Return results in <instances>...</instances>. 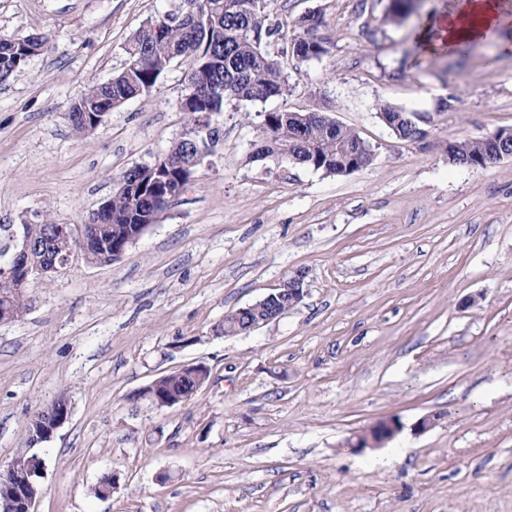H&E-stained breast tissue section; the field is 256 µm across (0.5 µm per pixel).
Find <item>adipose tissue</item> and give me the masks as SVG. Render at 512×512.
<instances>
[{"label": "adipose tissue", "mask_w": 512, "mask_h": 512, "mask_svg": "<svg viewBox=\"0 0 512 512\" xmlns=\"http://www.w3.org/2000/svg\"><path fill=\"white\" fill-rule=\"evenodd\" d=\"M511 22L507 0H453L439 30L440 43L452 49L462 41H493Z\"/></svg>", "instance_id": "obj_1"}]
</instances>
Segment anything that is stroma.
<instances>
[{"instance_id": "stroma-1", "label": "stroma", "mask_w": 512, "mask_h": 512, "mask_svg": "<svg viewBox=\"0 0 512 512\" xmlns=\"http://www.w3.org/2000/svg\"><path fill=\"white\" fill-rule=\"evenodd\" d=\"M389 0H269L293 31L321 16L327 52L289 67L290 90L233 101L184 193L111 264L74 257L33 280L0 323V471L39 406L65 397L37 512H512V158L450 165L448 146L512 130V25L467 55L419 48ZM180 0H0V33L45 49L0 84V224H79L122 173L187 130V60L149 95L77 136L66 115L125 66V46ZM451 97L455 107L438 109ZM425 113L423 140L378 117ZM322 111L356 131L371 166L329 175L249 160L261 113ZM308 273L300 305L237 336L227 313ZM191 400L139 391L190 364ZM434 427L415 433L423 416ZM402 431L353 443L377 422ZM393 457L381 467L379 454ZM118 484L107 500L94 487ZM403 428L397 418H389L379 422L353 443L355 448H379L387 441L393 439Z\"/></svg>"}]
</instances>
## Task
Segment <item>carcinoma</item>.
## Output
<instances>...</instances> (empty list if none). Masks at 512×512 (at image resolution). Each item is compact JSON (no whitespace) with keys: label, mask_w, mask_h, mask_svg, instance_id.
I'll return each mask as SVG.
<instances>
[{"label":"carcinoma","mask_w":512,"mask_h":512,"mask_svg":"<svg viewBox=\"0 0 512 512\" xmlns=\"http://www.w3.org/2000/svg\"><path fill=\"white\" fill-rule=\"evenodd\" d=\"M266 0L249 8L245 0H183V9L167 17L161 34L154 32V21L149 20L129 40L125 52L128 62L109 84H93L71 105L72 112H110L126 101L147 95L158 80L179 59L192 62L188 71V85L195 92L186 94L180 109L189 119L188 141L174 144L183 163H190L197 155L190 142L208 143L217 138L211 127L200 128L202 120L224 111L228 101L264 103L274 97L288 94L290 88L289 51L277 59L268 51L271 37L278 27L268 22ZM411 2L391 0L386 19L400 24L412 10ZM304 15L296 22L288 43L299 44L297 50L302 60H319L326 54L324 44L303 42ZM42 36L17 38L0 34V83L7 82L20 71L37 52L44 49ZM266 133L276 144L288 145L289 154L298 164L336 175L343 169L341 159L349 153L357 154L360 167L370 166L374 157L371 147L352 128L338 125L325 113L313 112L305 122L288 124L285 113L270 112L265 115ZM498 148L490 135L475 140L451 144L448 163L456 166L466 161L480 163ZM122 179L130 187L122 194L112 195L111 220L101 225L93 239V254L97 261L110 263L112 249L119 247L134 225L143 222L145 203L153 196L150 187H133L132 178L123 173ZM25 232L33 243L52 244L55 251H66L72 242L60 239L55 225L40 222L25 225ZM27 310V286L21 277L0 268V320L3 314L15 321ZM198 386V378L188 370L182 375H164L147 389V401L157 408L191 395ZM0 509L3 512H22L14 501L11 489L0 481Z\"/></svg>","instance_id":"carcinoma-1"}]
</instances>
